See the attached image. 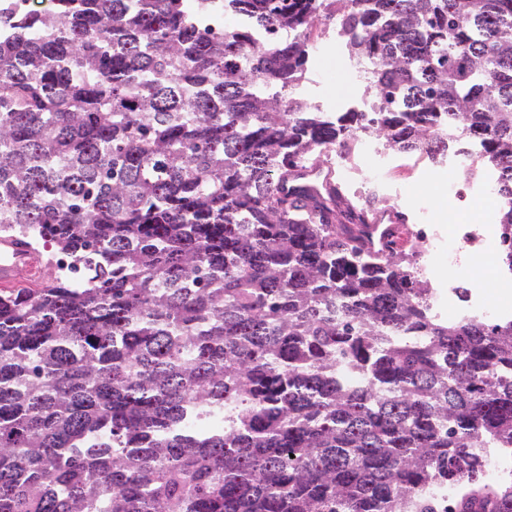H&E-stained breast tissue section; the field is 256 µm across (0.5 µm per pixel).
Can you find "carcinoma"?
I'll list each match as a JSON object with an SVG mask.
<instances>
[{
	"instance_id": "1",
	"label": "carcinoma",
	"mask_w": 512,
	"mask_h": 512,
	"mask_svg": "<svg viewBox=\"0 0 512 512\" xmlns=\"http://www.w3.org/2000/svg\"><path fill=\"white\" fill-rule=\"evenodd\" d=\"M324 4L0 0V228L62 255L0 290V512H512V321L437 319L339 187L280 191L362 133L512 201V0H330L377 98L335 117L281 95Z\"/></svg>"
}]
</instances>
